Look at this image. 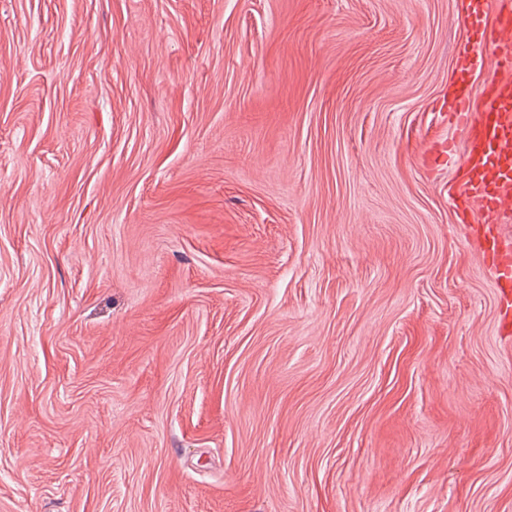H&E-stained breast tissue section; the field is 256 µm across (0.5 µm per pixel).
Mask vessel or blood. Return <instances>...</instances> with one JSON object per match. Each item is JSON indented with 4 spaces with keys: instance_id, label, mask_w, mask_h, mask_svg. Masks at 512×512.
Instances as JSON below:
<instances>
[{
    "instance_id": "1",
    "label": "vessel or blood",
    "mask_w": 512,
    "mask_h": 512,
    "mask_svg": "<svg viewBox=\"0 0 512 512\" xmlns=\"http://www.w3.org/2000/svg\"><path fill=\"white\" fill-rule=\"evenodd\" d=\"M465 18L466 42L456 49L459 89L448 106V122L464 138L461 177L452 191L463 214L478 211L483 260L493 275L503 330L512 329V238L503 236L504 206L512 201V0H485ZM495 25H488L487 14ZM495 69L480 94L471 91L470 76L483 59Z\"/></svg>"
}]
</instances>
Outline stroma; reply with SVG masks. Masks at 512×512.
Masks as SVG:
<instances>
[{"label":"stroma","instance_id":"35a3bbf8","mask_svg":"<svg viewBox=\"0 0 512 512\" xmlns=\"http://www.w3.org/2000/svg\"><path fill=\"white\" fill-rule=\"evenodd\" d=\"M463 2L0 0V512H512Z\"/></svg>","mask_w":512,"mask_h":512}]
</instances>
